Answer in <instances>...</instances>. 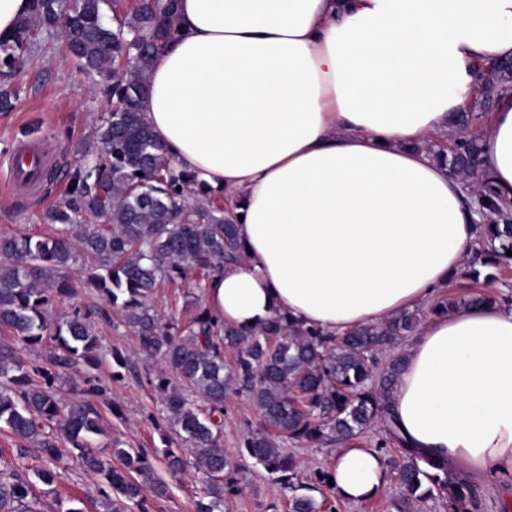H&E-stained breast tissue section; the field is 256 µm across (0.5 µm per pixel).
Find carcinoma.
<instances>
[{
    "mask_svg": "<svg viewBox=\"0 0 512 512\" xmlns=\"http://www.w3.org/2000/svg\"><path fill=\"white\" fill-rule=\"evenodd\" d=\"M31 2L15 30L0 36V111L12 106L9 79L34 48L35 36L48 39L64 28L68 51L80 68L105 80L112 111L81 150L83 163L69 175L68 200L48 211L47 220L70 227L94 217L104 224L85 229L79 251L68 235L0 238V328L26 345L41 342L50 330L57 367L82 362L92 368L100 348L96 319L106 316L93 298H105L134 331L140 350L168 369L151 385L164 398L168 424L193 456L187 459L168 447L162 459L173 475L190 465L205 477L195 512H224V501L243 491L242 459L252 460L292 492L288 512H333L328 472L302 477L278 441L348 445L377 423L385 428L376 448L395 477L396 512H411L434 495L448 500V512H474V486L448 478L442 461L417 455L399 433L390 405L402 366L396 349L418 331L424 317L473 305H512V297L462 292L427 310L401 312L343 336L304 329L285 315L242 331L193 300L185 302L186 325L164 321L152 304L161 283L191 273L209 280L245 257L238 215L231 209L206 193L202 203L185 207L193 176L176 169L143 114L148 73L175 30L174 5L136 0L126 14H113L112 25L103 7H117L116 0ZM478 121L479 116H471L450 131L451 155H438L472 189L482 181V136L470 129ZM476 201L487 217L496 215L502 222L481 225L462 277L489 283L500 268L499 246L512 240V219L503 216L490 189L478 191ZM85 255L92 264L85 268L83 285L94 291L92 301L48 323L49 307L74 294L67 271ZM231 349L235 358L228 364L225 352ZM189 390L204 397L207 409L188 403ZM236 394L252 401L263 424L250 431L239 458L232 459L224 455L220 438L224 403ZM101 421L97 403L86 397L66 403L48 380L34 385L21 358L0 348V428L37 443L49 463L35 470L38 480L52 485L50 465L66 460L105 480L104 512H129L131 503L146 512L145 490L162 497L167 487L155 478L141 448L112 449L120 468L100 455L94 441L102 434ZM0 512H38L32 481L0 468Z\"/></svg>",
    "mask_w": 512,
    "mask_h": 512,
    "instance_id": "carcinoma-1",
    "label": "carcinoma"
}]
</instances>
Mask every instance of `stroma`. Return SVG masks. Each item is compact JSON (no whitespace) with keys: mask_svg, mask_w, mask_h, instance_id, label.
I'll return each instance as SVG.
<instances>
[{"mask_svg":"<svg viewBox=\"0 0 512 512\" xmlns=\"http://www.w3.org/2000/svg\"><path fill=\"white\" fill-rule=\"evenodd\" d=\"M15 99L10 111L0 112V238L19 235L53 236L57 225L47 223L46 212L65 204L68 174L80 161L76 147L90 139L101 117L110 112L111 102L103 94L96 79L82 72L69 54L62 35L42 40L26 60L23 70L13 81ZM21 142L42 151L54 170L51 181L40 184L35 193L11 194L7 191V168L1 159ZM198 277L188 281L163 283L154 296V306L165 318L186 323L183 312L187 293L204 297ZM101 357L95 368L79 366L67 370L56 382L60 398L72 400L83 396L86 389L98 386L106 397L122 409L121 417L104 416V433L96 444L111 453L114 444L125 448H142L152 452L161 447V429L165 427L164 404L150 384L148 375L161 367L159 360L147 358L139 350L134 332L120 322L105 318L98 322ZM14 348L30 371L34 381H41L44 371L52 370L55 353L50 340L38 345L19 343L7 331L0 330V347ZM129 357L130 368L120 380H113L116 366L113 351ZM259 416L250 400L231 396L226 403L224 434L221 446L226 455L238 457L243 438L257 427ZM151 464L156 477L167 487L166 496H147L148 512H195V501L203 489L200 473L188 471L168 473L161 458ZM52 486L37 484L42 494L41 512H58L75 507L79 512H103L104 498L95 480L74 465L59 464ZM245 488L241 495L230 498L224 512H288V493L260 467L246 466Z\"/></svg>","mask_w":512,"mask_h":512,"instance_id":"stroma-1","label":"stroma"}]
</instances>
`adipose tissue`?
I'll use <instances>...</instances> for the list:
<instances>
[{
	"label": "adipose tissue",
	"mask_w": 512,
	"mask_h": 512,
	"mask_svg": "<svg viewBox=\"0 0 512 512\" xmlns=\"http://www.w3.org/2000/svg\"><path fill=\"white\" fill-rule=\"evenodd\" d=\"M174 17L144 112L173 163L240 214L247 249L208 284L209 312L340 336L433 305L480 218L422 145L512 60V0H175ZM483 133V180L512 214V83ZM392 408L449 476L512 480V307L430 316ZM327 471L349 502L391 487L374 448L337 449Z\"/></svg>",
	"instance_id": "ef3b65f1"
}]
</instances>
